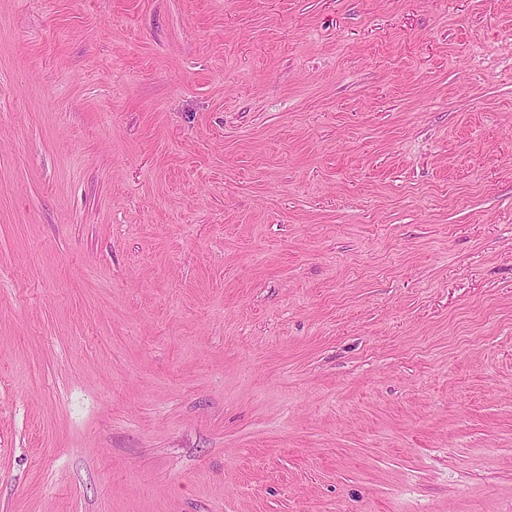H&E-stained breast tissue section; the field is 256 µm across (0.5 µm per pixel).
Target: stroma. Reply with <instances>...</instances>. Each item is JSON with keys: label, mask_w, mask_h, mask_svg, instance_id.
<instances>
[{"label": "stroma", "mask_w": 512, "mask_h": 512, "mask_svg": "<svg viewBox=\"0 0 512 512\" xmlns=\"http://www.w3.org/2000/svg\"><path fill=\"white\" fill-rule=\"evenodd\" d=\"M0 512H512V0H0Z\"/></svg>", "instance_id": "35a3bbf8"}]
</instances>
